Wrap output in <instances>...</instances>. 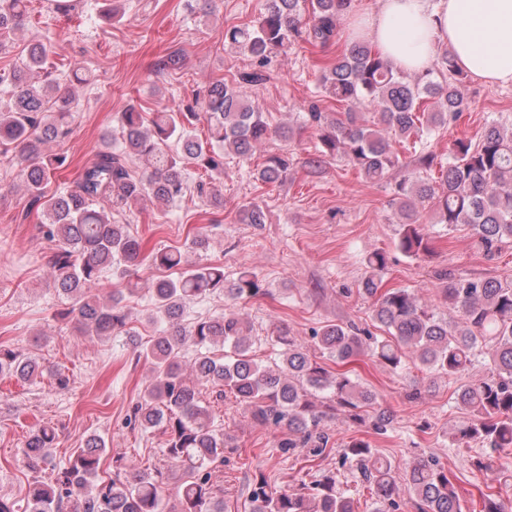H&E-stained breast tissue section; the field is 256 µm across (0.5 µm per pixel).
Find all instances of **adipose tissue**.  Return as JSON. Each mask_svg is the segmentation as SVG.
<instances>
[{
	"label": "adipose tissue",
	"instance_id": "obj_1",
	"mask_svg": "<svg viewBox=\"0 0 512 512\" xmlns=\"http://www.w3.org/2000/svg\"><path fill=\"white\" fill-rule=\"evenodd\" d=\"M347 31L400 70L425 72L444 45L474 80L512 85V0H380L349 16Z\"/></svg>",
	"mask_w": 512,
	"mask_h": 512
}]
</instances>
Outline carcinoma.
<instances>
[{"mask_svg":"<svg viewBox=\"0 0 512 512\" xmlns=\"http://www.w3.org/2000/svg\"><path fill=\"white\" fill-rule=\"evenodd\" d=\"M351 2L265 0L256 20L224 27V45L249 56V67L231 79L211 82L194 104L164 109L151 119L135 106L127 107L118 115L119 139L105 143L72 187L51 196L44 194V187L65 156L49 153L47 145L68 135L75 94L51 78L48 50L40 40L28 44L19 66L0 68V86L9 90L7 102L0 103V143L13 145L21 181L41 208L43 238L54 244L49 260L53 283L69 301L57 315L74 323L82 336L129 337L137 358L151 364V382L134 409V421L165 436L168 462L166 468L149 470L117 456L113 475L104 478L99 471L105 443L90 437L50 481L29 484L24 512H163L171 471L179 478L170 512H224V495L212 482L211 471L224 463L228 441L211 425L203 401L208 389L219 398L231 394L254 421L286 428L278 448L288 454L298 448L323 451L330 442L325 421L339 412L358 419V410L372 403V394L347 373L329 370L284 324L268 339L280 348L281 360L263 365L252 356L248 321L233 313L185 319L187 304L194 300L224 293L234 299L255 297L266 290L251 272L243 271L229 283L220 265L190 263L178 248H146L128 225L112 223V212L103 207L175 202L187 194L192 168L207 176L196 184L198 195L214 206L224 205L212 188V181L224 175V156L247 162L256 146L272 135L264 113L243 88L262 84L270 59L298 41L320 49L335 43L338 20ZM26 10L27 0H0V48L20 28ZM319 69L318 92L342 111L328 113L314 102L308 105L305 125L319 132L321 145L307 161L312 170L341 154L366 180L381 182L389 171L404 166L397 146L424 144L429 136L449 129L464 110L459 85L465 74L447 49L437 52L433 69L421 76L394 68L360 42ZM359 105L373 112V121L355 111ZM202 119L207 123L205 139L196 134ZM133 159L144 164L139 174L130 166ZM416 161L425 171L438 167L439 176L411 172L392 187L403 253L416 257L430 251L429 236L420 224V210L426 207L435 223L450 230L468 228L473 248L488 259L512 243V122L488 123L476 141L456 138L446 162L423 151ZM288 167V157L270 155L257 165V179L280 183ZM385 265L381 252L367 257L359 292L373 301L374 317L387 336H369L354 324L328 323L313 333L315 347L337 363L367 352L389 368L421 365L450 379L464 378L476 359H487V373L456 390L457 403L470 420L454 429L453 439L458 446L481 442L489 454L477 467L490 466L494 454L512 448V282L458 279L446 269L435 272L439 299L459 313L451 326L415 291L383 287L380 272ZM141 266L179 270L174 278L152 281L146 319L156 327V336L147 344L129 327L132 315L123 294L107 300L98 294L105 272L124 278ZM217 344L227 348L222 360L212 356ZM190 348L194 357L187 365L184 357ZM43 371L35 357L0 346V376L25 382ZM56 439L53 427L39 426L23 449L25 467L39 472L52 466ZM347 462L392 508L403 501L415 512H460L448 472L434 460L418 461L398 475L365 441L353 440L342 449V463ZM251 501L252 512H354L334 471L280 492L261 481Z\"/></svg>","mask_w":512,"mask_h":512,"instance_id":"cac0c4a2","label":"carcinoma"}]
</instances>
